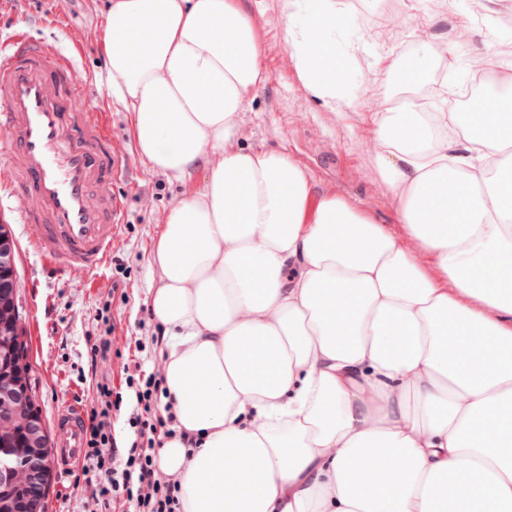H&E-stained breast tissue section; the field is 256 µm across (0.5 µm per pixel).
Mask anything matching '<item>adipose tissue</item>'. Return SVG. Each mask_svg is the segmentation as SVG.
Here are the masks:
<instances>
[{
  "mask_svg": "<svg viewBox=\"0 0 512 512\" xmlns=\"http://www.w3.org/2000/svg\"><path fill=\"white\" fill-rule=\"evenodd\" d=\"M283 10L298 77L346 103L328 38L346 16ZM102 40L144 162L204 175L152 250L176 420L157 462L184 512H512V72L467 118L379 113L405 242L286 155L240 146L269 74L237 0H110Z\"/></svg>",
  "mask_w": 512,
  "mask_h": 512,
  "instance_id": "1",
  "label": "adipose tissue"
}]
</instances>
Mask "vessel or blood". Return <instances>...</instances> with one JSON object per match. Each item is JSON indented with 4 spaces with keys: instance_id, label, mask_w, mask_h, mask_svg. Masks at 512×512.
<instances>
[{
    "instance_id": "obj_1",
    "label": "vessel or blood",
    "mask_w": 512,
    "mask_h": 512,
    "mask_svg": "<svg viewBox=\"0 0 512 512\" xmlns=\"http://www.w3.org/2000/svg\"><path fill=\"white\" fill-rule=\"evenodd\" d=\"M90 93L60 43L24 29L0 43V183L24 201L20 221L46 262L92 274L107 263L125 210L114 190L123 166ZM83 423L77 404L57 411L61 465L81 455Z\"/></svg>"
}]
</instances>
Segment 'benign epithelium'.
<instances>
[{
	"mask_svg": "<svg viewBox=\"0 0 512 512\" xmlns=\"http://www.w3.org/2000/svg\"><path fill=\"white\" fill-rule=\"evenodd\" d=\"M15 267L14 241L0 226V512H43L35 491L50 481L49 437L30 390Z\"/></svg>",
	"mask_w": 512,
	"mask_h": 512,
	"instance_id": "benign-epithelium-1",
	"label": "benign epithelium"
}]
</instances>
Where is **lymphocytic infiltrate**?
Wrapping results in <instances>:
<instances>
[{"mask_svg": "<svg viewBox=\"0 0 512 512\" xmlns=\"http://www.w3.org/2000/svg\"><path fill=\"white\" fill-rule=\"evenodd\" d=\"M126 387L134 395L137 411L128 418L135 434L128 446L119 447L112 423V410L118 407L110 382L97 386V406L87 416L84 447V473L97 481L99 493L106 500L122 498L133 512H182L178 484L164 481L156 468L152 446L141 443L145 434L171 436L174 419L159 414L157 405L166 391L160 382L149 377L130 375Z\"/></svg>", "mask_w": 512, "mask_h": 512, "instance_id": "1", "label": "lymphocytic infiltrate"}]
</instances>
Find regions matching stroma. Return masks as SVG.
<instances>
[{
  "label": "stroma",
  "mask_w": 512,
  "mask_h": 512,
  "mask_svg": "<svg viewBox=\"0 0 512 512\" xmlns=\"http://www.w3.org/2000/svg\"><path fill=\"white\" fill-rule=\"evenodd\" d=\"M349 17L332 34L344 56L349 104L334 108L317 99L298 78L289 61L283 0H238L254 20L264 45L263 63L270 74L252 105L239 116L245 146L286 153L310 175L316 193H336L361 208L391 234L410 238L406 225L395 223V203L373 165L377 138L375 104L401 97L422 111L459 112L466 104L460 89L471 73L467 61L481 53L512 60V0H335ZM108 0H0V34L26 28L34 37L80 46V67L97 83L108 81L101 42ZM499 28L489 31L487 17ZM433 62L421 79L399 90L385 82L389 70ZM104 111L112 139L126 169L116 191L125 222L112 248L119 267L91 276L78 269L60 270L43 261L18 219L19 199H0V217L16 243L18 308L25 328L35 403L45 421L69 402L90 411L96 384H125L136 371L162 378L163 329L149 309L159 284L151 263L156 233L183 188L152 170L140 156L132 132V114L115 95L94 98ZM110 341L106 356L89 364L96 337ZM123 500L103 507L97 488L81 464L53 466L45 512H129Z\"/></svg>",
  "instance_id": "stroma-1"
}]
</instances>
